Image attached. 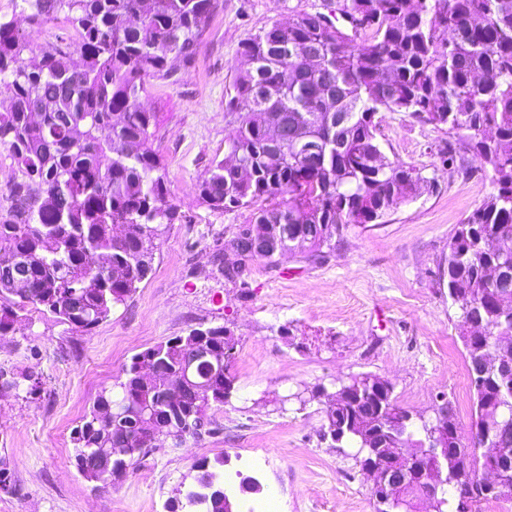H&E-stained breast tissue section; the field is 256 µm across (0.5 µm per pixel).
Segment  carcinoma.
Masks as SVG:
<instances>
[{"mask_svg":"<svg viewBox=\"0 0 512 512\" xmlns=\"http://www.w3.org/2000/svg\"><path fill=\"white\" fill-rule=\"evenodd\" d=\"M218 0H21L27 22L42 28L67 12L74 34L39 49L30 65L29 35L0 20V146L8 147L17 176L12 206L0 217V337L19 329V311H48L90 331L123 306L153 269L157 241L176 220L165 172L153 149L156 113L141 93L149 79L172 77L170 62L192 63ZM327 12H298L241 43L235 95L224 118L236 127L227 154L201 177L199 196L213 209L233 210L262 200L255 223L266 225L277 252L256 253L250 225L237 224L224 248L245 261L224 278L249 289L255 262L276 263L286 251L309 262L336 249L350 224H375L421 195L432 181L421 170L387 160L375 115L406 112L448 129V153L459 144L494 185L484 204L457 225L441 259L448 299L459 310L458 337L466 351L473 389L470 445L448 465L440 512H457L462 493L470 507L510 502L512 488L485 493L476 468L494 463L512 471V436L498 427L512 421V374L477 368L478 359L512 340V0H327ZM293 49L285 56L283 46ZM288 124V140L273 141L268 126ZM123 270L112 281L102 271ZM19 300L14 301L12 297ZM207 338L212 357L188 368L195 345ZM236 341L227 326L198 327L134 355L117 382L119 394H98L74 432L81 467L94 454L106 465L82 476L109 486L134 458L111 456L127 446L146 454L174 442L186 429L199 439L215 421L196 428L193 405L160 401L165 378L189 371L210 387L219 409L234 391ZM160 369L153 382L137 374L141 361ZM362 374L336 389L326 405L322 438L356 448L366 437L388 448V434L423 430L393 396L369 392ZM136 424L112 428V411ZM206 458L191 465L194 489L170 500L167 512H224L205 486L215 477ZM401 512H430L420 478L405 484Z\"/></svg>","mask_w":512,"mask_h":512,"instance_id":"carcinoma-1","label":"carcinoma"}]
</instances>
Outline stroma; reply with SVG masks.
Here are the masks:
<instances>
[{
  "label": "stroma",
  "instance_id": "stroma-1",
  "mask_svg": "<svg viewBox=\"0 0 512 512\" xmlns=\"http://www.w3.org/2000/svg\"><path fill=\"white\" fill-rule=\"evenodd\" d=\"M324 0H219L195 61H172L175 82L149 80L143 101L157 112L154 147L166 172L177 218L162 238L153 270L127 305L82 332L46 311L31 310L20 330L0 338V369L39 373L41 390L0 399V459L11 492L0 512H166L191 488V465L223 459L220 478L243 473L280 490V512H374L371 485L350 446L321 439L325 406L275 411L265 396L299 384L335 391L361 374L389 380L398 404L434 419L449 401L470 440L473 392L458 310L439 279L456 224L494 187L469 154L447 159L448 135L399 112H378L379 141L390 161L433 178L429 192L381 224H352L327 262L294 255L259 262L240 293L224 280L233 262L224 249L234 225L255 207L214 210L197 185L226 155L233 128L224 118L235 91L240 43L250 34L322 10ZM227 326L237 341L233 397L213 411L217 434L153 449L115 487L99 488L78 472L73 430L98 394L113 387L132 357L198 326ZM289 335H281V327ZM268 465L254 470V455Z\"/></svg>",
  "mask_w": 512,
  "mask_h": 512
}]
</instances>
